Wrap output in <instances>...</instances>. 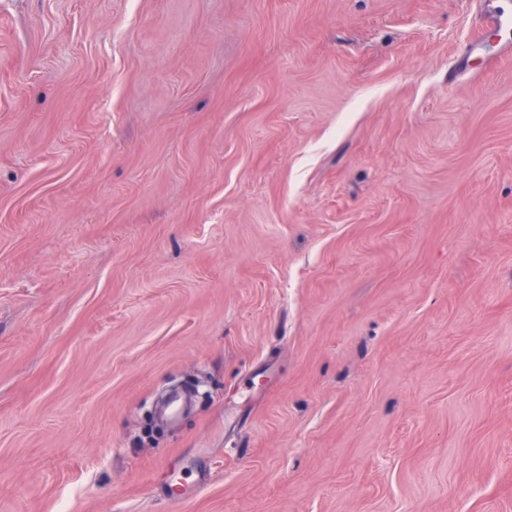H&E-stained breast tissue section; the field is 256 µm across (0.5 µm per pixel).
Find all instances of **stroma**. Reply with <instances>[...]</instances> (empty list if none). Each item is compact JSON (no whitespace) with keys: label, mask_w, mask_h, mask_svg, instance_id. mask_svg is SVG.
<instances>
[{"label":"stroma","mask_w":512,"mask_h":512,"mask_svg":"<svg viewBox=\"0 0 512 512\" xmlns=\"http://www.w3.org/2000/svg\"><path fill=\"white\" fill-rule=\"evenodd\" d=\"M478 32L0 0V512H512V58L457 73Z\"/></svg>","instance_id":"obj_1"}]
</instances>
